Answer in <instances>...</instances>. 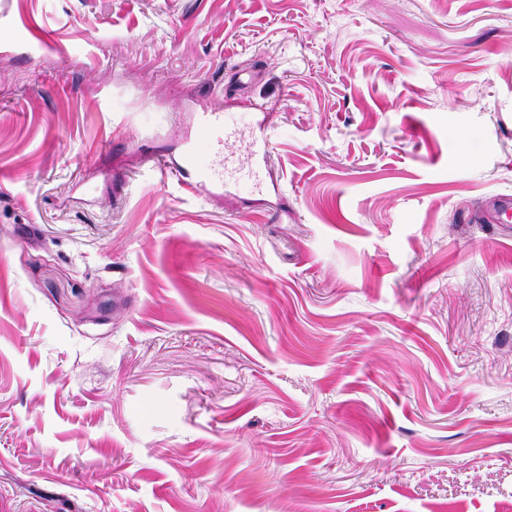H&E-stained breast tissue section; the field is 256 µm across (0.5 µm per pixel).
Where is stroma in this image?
Returning <instances> with one entry per match:
<instances>
[{"label": "stroma", "instance_id": "stroma-1", "mask_svg": "<svg viewBox=\"0 0 512 512\" xmlns=\"http://www.w3.org/2000/svg\"><path fill=\"white\" fill-rule=\"evenodd\" d=\"M496 195L512 0H0V512H512ZM254 109L264 112L257 135L253 128L244 129L228 123L223 108L200 112L198 139L194 145L172 166L164 161H160V164L178 179L183 188L204 197L223 189L228 179L234 183L252 179L255 173L250 158L257 141H260L264 153L269 150L272 130L266 122V112L275 111L264 105ZM198 141L205 145V150L199 148Z\"/></svg>", "mask_w": 512, "mask_h": 512}]
</instances>
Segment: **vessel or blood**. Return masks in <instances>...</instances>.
<instances>
[{
    "label": "vessel or blood",
    "instance_id": "b4317fda",
    "mask_svg": "<svg viewBox=\"0 0 512 512\" xmlns=\"http://www.w3.org/2000/svg\"><path fill=\"white\" fill-rule=\"evenodd\" d=\"M198 143L172 164L170 171L187 191L204 197L223 189L226 182L252 179L254 171L246 167L255 146L269 147L271 128L260 122L257 128L230 124L224 110L215 107L198 116ZM484 222L505 224L512 221V197L500 196L492 209L482 215Z\"/></svg>",
    "mask_w": 512,
    "mask_h": 512
}]
</instances>
